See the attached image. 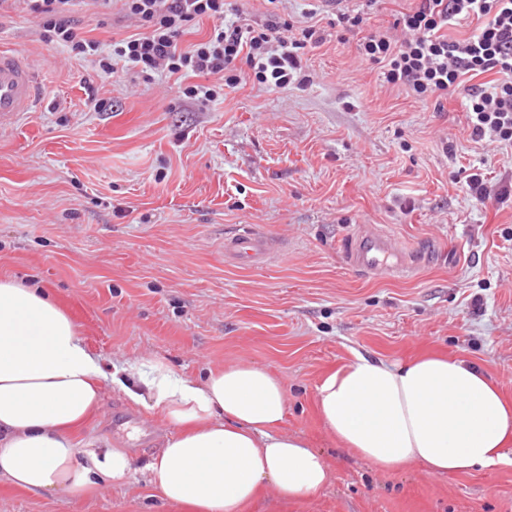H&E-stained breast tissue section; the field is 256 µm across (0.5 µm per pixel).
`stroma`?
I'll return each instance as SVG.
<instances>
[{
  "instance_id": "stroma-1",
  "label": "stroma",
  "mask_w": 512,
  "mask_h": 512,
  "mask_svg": "<svg viewBox=\"0 0 512 512\" xmlns=\"http://www.w3.org/2000/svg\"><path fill=\"white\" fill-rule=\"evenodd\" d=\"M79 20L105 44L137 31L117 10ZM313 22L323 41L305 51L308 83L244 81L205 101L183 94L197 77L107 74L44 42L40 19L0 12V43L26 51L42 100L0 131V278L80 310L105 365L160 356L199 378L249 360L279 376L285 429L322 453L331 480L253 512H512V468L383 473L318 415L323 375L357 353L445 351L512 393V146L472 139L462 94L419 101L383 83L360 32L337 39L322 9ZM471 173L488 198L471 195ZM245 224L274 245L252 267L224 255L225 233ZM360 225L431 257L403 274L353 271L341 251ZM114 402L137 426L113 429ZM102 403L78 436L132 451V482L78 499L0 485V512H174L146 470L169 428L118 389Z\"/></svg>"
}]
</instances>
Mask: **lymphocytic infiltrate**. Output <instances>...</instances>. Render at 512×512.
Returning a JSON list of instances; mask_svg holds the SVG:
<instances>
[{
    "label": "lymphocytic infiltrate",
    "mask_w": 512,
    "mask_h": 512,
    "mask_svg": "<svg viewBox=\"0 0 512 512\" xmlns=\"http://www.w3.org/2000/svg\"><path fill=\"white\" fill-rule=\"evenodd\" d=\"M125 17L140 33L102 45L82 36L80 12L107 14L112 0H10L18 9L44 21L43 40L72 53L96 58L102 71L118 67L142 72L220 75L228 87L242 76L267 88L305 84L301 52L317 44L318 31L308 22L249 23L242 11L228 13L224 0H121ZM209 18L215 26L207 39L181 47L193 22ZM478 20L475 32L462 40L447 36L450 26ZM396 24L402 39L376 31L363 36L360 54L383 67L384 83L426 100L466 88L465 116L475 139L493 137L512 145V0H418ZM246 74H238L239 66ZM492 81L477 83L479 75Z\"/></svg>",
    "instance_id": "lymphocytic-infiltrate-1"
}]
</instances>
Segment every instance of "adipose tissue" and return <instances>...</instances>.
<instances>
[{
  "mask_svg": "<svg viewBox=\"0 0 512 512\" xmlns=\"http://www.w3.org/2000/svg\"><path fill=\"white\" fill-rule=\"evenodd\" d=\"M107 382L170 427L149 483L179 512H251L265 491L299 503L330 482L321 452L283 431L286 390L266 367L242 362L197 379L154 356L111 374L46 289L0 279V483L76 498L127 486L126 449L73 435ZM317 406L341 446L387 473L512 468V395L462 357L355 355L323 378Z\"/></svg>",
  "mask_w": 512,
  "mask_h": 512,
  "instance_id": "1",
  "label": "adipose tissue"
}]
</instances>
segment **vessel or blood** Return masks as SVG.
I'll list each match as a JSON object with an SVG mask.
<instances>
[{
	"instance_id": "b4317fda",
	"label": "vessel or blood",
	"mask_w": 512,
	"mask_h": 512,
	"mask_svg": "<svg viewBox=\"0 0 512 512\" xmlns=\"http://www.w3.org/2000/svg\"><path fill=\"white\" fill-rule=\"evenodd\" d=\"M39 83V74L24 51L0 46V129L13 126L21 113L36 111ZM271 252L268 238L249 226L224 238L225 255L244 265L261 263ZM421 252L418 246L405 251L383 231H356L348 239L343 260L367 273L395 274L407 268V254Z\"/></svg>"
}]
</instances>
